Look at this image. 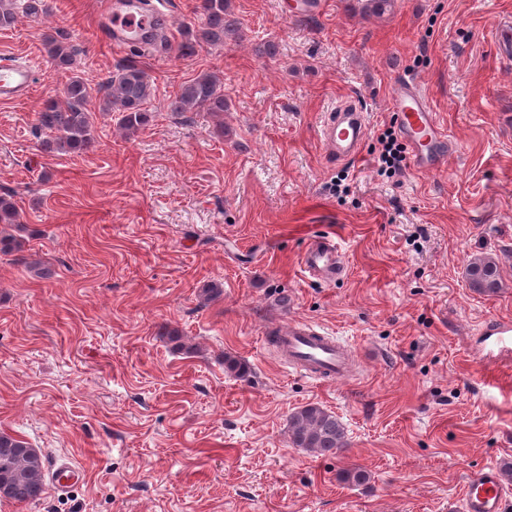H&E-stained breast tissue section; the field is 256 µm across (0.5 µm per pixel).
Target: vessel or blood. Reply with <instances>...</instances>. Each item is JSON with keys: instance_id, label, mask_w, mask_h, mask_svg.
Listing matches in <instances>:
<instances>
[{"instance_id": "1", "label": "vessel or blood", "mask_w": 512, "mask_h": 512, "mask_svg": "<svg viewBox=\"0 0 512 512\" xmlns=\"http://www.w3.org/2000/svg\"><path fill=\"white\" fill-rule=\"evenodd\" d=\"M161 8L146 0H104L100 31L117 48L132 45L153 48L161 44L164 29ZM36 71L31 62L0 57V101L25 99L35 85ZM389 110L396 117L401 136L411 146L412 165L420 171H435L446 162L451 142L438 121L426 93L410 79L395 82L389 98ZM368 134V114L362 105L345 102L330 106L323 114L320 139L329 155L339 161L355 159L363 150ZM301 266L309 278L334 284L347 272L345 255L329 236L309 238L301 257ZM480 336L490 341L499 355H512V322L485 321ZM288 356V366L297 373L320 382L349 376L357 356L340 345L320 325L300 322L289 327L280 338ZM84 470L71 460L57 461L51 484L64 490L85 480ZM508 488L497 464L484 465L470 473L464 489L463 512H501Z\"/></svg>"}]
</instances>
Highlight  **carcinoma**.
<instances>
[{"instance_id": "carcinoma-1", "label": "carcinoma", "mask_w": 512, "mask_h": 512, "mask_svg": "<svg viewBox=\"0 0 512 512\" xmlns=\"http://www.w3.org/2000/svg\"><path fill=\"white\" fill-rule=\"evenodd\" d=\"M230 0H199L200 24L184 32L179 46L182 56L194 53L202 45L226 46L243 37L240 21L229 12ZM15 23V0H0V28ZM49 57L59 69H69L81 52L76 44H65L46 36ZM153 85L147 72L134 63L125 64L110 76L105 86L94 88L78 76L69 79L60 99L47 101L37 115L45 149L83 152L94 144L96 113L119 116L121 127L135 133L149 121L148 105ZM172 112L206 111L218 117L224 112V82L219 76L203 73L180 85L169 101ZM20 215L13 198L0 195V224H18ZM471 287L482 293H495L501 287L498 265L491 257L474 259L466 268ZM288 436L293 447L318 455H335L347 446L344 424L336 414L317 405H307L294 412L288 422ZM340 479L360 486L370 474L360 466L344 469ZM45 490L44 461L23 438L0 431V498L18 503L33 502Z\"/></svg>"}]
</instances>
